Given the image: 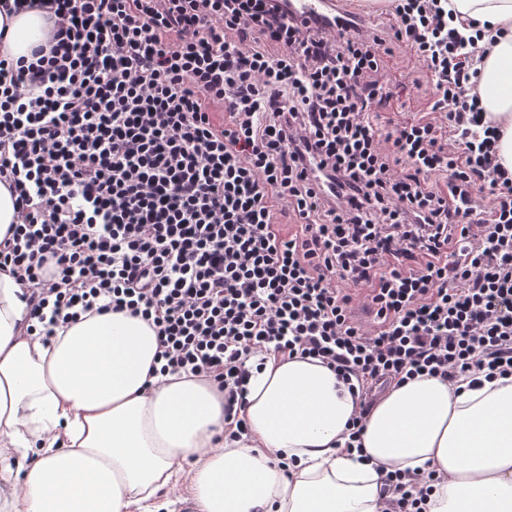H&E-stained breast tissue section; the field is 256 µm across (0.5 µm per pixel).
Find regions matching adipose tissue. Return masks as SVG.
I'll use <instances>...</instances> for the list:
<instances>
[{
    "instance_id": "1",
    "label": "adipose tissue",
    "mask_w": 512,
    "mask_h": 512,
    "mask_svg": "<svg viewBox=\"0 0 512 512\" xmlns=\"http://www.w3.org/2000/svg\"><path fill=\"white\" fill-rule=\"evenodd\" d=\"M487 53L478 91L501 129L512 171V0H450ZM0 57L48 35L43 14L0 13ZM24 290L0 273V480L5 512H167L159 493L188 482L197 512H383L388 475L440 478L427 512H512V378L455 391L430 376L391 386L343 434L356 404L315 358L251 360L248 442L224 441V395L209 380L152 374L153 327L126 313H87L49 342L27 334ZM288 459L287 470L273 463ZM26 458L21 469L12 460Z\"/></svg>"
}]
</instances>
